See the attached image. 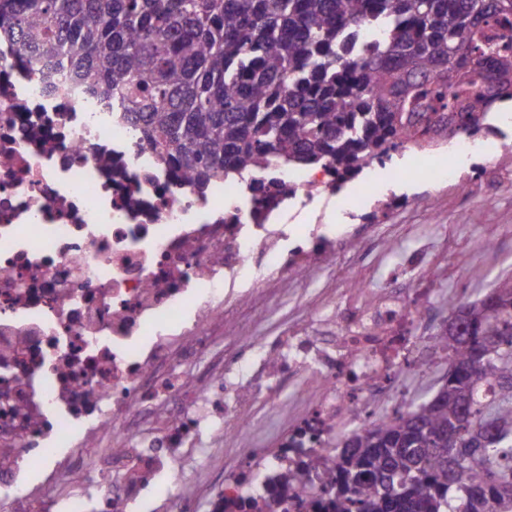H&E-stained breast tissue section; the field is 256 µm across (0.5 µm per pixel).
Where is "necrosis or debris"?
<instances>
[{
  "instance_id": "necrosis-or-debris-1",
  "label": "necrosis or debris",
  "mask_w": 512,
  "mask_h": 512,
  "mask_svg": "<svg viewBox=\"0 0 512 512\" xmlns=\"http://www.w3.org/2000/svg\"><path fill=\"white\" fill-rule=\"evenodd\" d=\"M138 114L112 103L37 44L0 69V512H323L335 471L289 482L333 456L346 425H367L389 375L416 344L423 301L358 283L336 327L234 336L219 376L187 366L213 349L215 322L252 300L262 274L288 288L330 249L288 247L284 199L242 197L233 180L198 194L140 144ZM475 136L448 142L438 177L458 187ZM294 191L335 192L333 167H291ZM288 387L271 443L257 440L259 399ZM223 473L190 474L201 499L157 501L150 486L194 455ZM75 490L53 496L60 477Z\"/></svg>"
}]
</instances>
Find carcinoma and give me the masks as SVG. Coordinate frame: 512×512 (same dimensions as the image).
<instances>
[{"label":"carcinoma","mask_w":512,"mask_h":512,"mask_svg":"<svg viewBox=\"0 0 512 512\" xmlns=\"http://www.w3.org/2000/svg\"><path fill=\"white\" fill-rule=\"evenodd\" d=\"M512 0H0L17 33L141 113V140L199 190L292 165L356 174L406 143L485 125ZM480 65H475V61ZM448 301L429 398L336 440L335 512H512V276Z\"/></svg>","instance_id":"1"}]
</instances>
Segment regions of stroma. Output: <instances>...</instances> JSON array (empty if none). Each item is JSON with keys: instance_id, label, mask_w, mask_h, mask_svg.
I'll list each match as a JSON object with an SVG mask.
<instances>
[{"instance_id": "35a3bbf8", "label": "stroma", "mask_w": 512, "mask_h": 512, "mask_svg": "<svg viewBox=\"0 0 512 512\" xmlns=\"http://www.w3.org/2000/svg\"><path fill=\"white\" fill-rule=\"evenodd\" d=\"M415 153L402 147L343 181L340 194L351 198L346 212L337 210L331 194L296 195L293 222L301 236L312 241L343 225L346 236L335 258L319 262L305 287L258 291L257 302L229 312L225 327L238 336L288 331L329 289L335 297L321 317L332 320L355 278L373 288L427 289L430 320L439 327L448 317L449 298H482L512 275V156L493 167L486 156L476 158L467 170L471 189L464 192L423 175L413 165ZM375 184L381 189L376 196L370 193ZM424 266L442 272L425 277ZM447 370L446 361L424 352L414 366L392 376L389 396L373 408V417L430 397Z\"/></svg>"}]
</instances>
